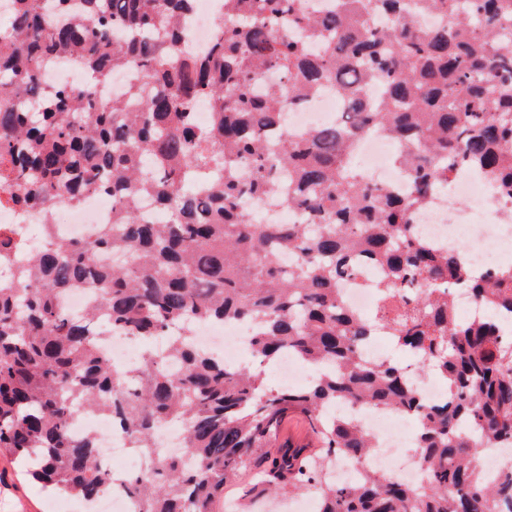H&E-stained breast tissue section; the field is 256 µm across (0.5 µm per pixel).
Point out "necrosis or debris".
Listing matches in <instances>:
<instances>
[{"label":"necrosis or debris","instance_id":"1","mask_svg":"<svg viewBox=\"0 0 512 512\" xmlns=\"http://www.w3.org/2000/svg\"><path fill=\"white\" fill-rule=\"evenodd\" d=\"M222 16L221 0H193L188 31L197 49L210 45ZM344 110L345 105L336 92L323 91L303 107L290 111L287 130L295 136L303 134L340 119ZM355 152L373 183L392 189L406 187L407 173L396 162L397 147L391 140L376 134L365 135L356 139ZM14 193V188L0 187V224L18 231L20 251L25 257L42 242L32 232L34 225H51L54 235L60 239L87 240L95 236L98 225L112 220V194L108 191L87 195L78 206L58 203L47 213L19 211L12 201ZM417 221L420 234L438 243L454 246L473 239L467 259L475 267L496 268L504 256L512 255V196L495 192L478 172L456 173L448 189L435 194L432 204L419 213ZM252 334V327L244 322L229 324L221 336L211 334L205 323L194 329L197 347L218 353L229 366L239 365ZM344 411L376 439L377 446L367 462L342 458L336 469L337 482L353 480L365 466L384 476L409 482L419 479L417 451L409 447L404 429L393 424L389 412L351 405L345 406ZM70 428L80 437L94 435L106 463L119 459L126 470L140 468V457L130 450L126 436L110 417L82 411L71 420Z\"/></svg>","mask_w":512,"mask_h":512}]
</instances>
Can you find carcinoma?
<instances>
[{"instance_id":"1","label":"carcinoma","mask_w":512,"mask_h":512,"mask_svg":"<svg viewBox=\"0 0 512 512\" xmlns=\"http://www.w3.org/2000/svg\"><path fill=\"white\" fill-rule=\"evenodd\" d=\"M192 0H13L0 32V186L48 209L112 188V223L85 241L43 246L0 285V454L57 495L86 502L115 483L139 512H218L227 485L312 490L319 512H512V470L491 481L476 457L512 441V266L472 267L460 247L417 234L431 193L467 164L512 194V0H223L224 24L204 52L185 45ZM438 12L425 30L408 8ZM82 60L89 83L46 93L42 69ZM143 78L110 104L94 82L109 69ZM382 83L371 102L365 85ZM329 88L338 124L291 136L287 111ZM212 108L199 128L196 105ZM399 140L404 193L370 183L351 162L368 133ZM152 199L165 220L144 219ZM273 198L302 219L265 223L247 208ZM16 242L0 227V267ZM112 253V266L101 255ZM378 271L382 315L341 300L342 282ZM87 285L81 316L64 290ZM466 289L485 308L454 315ZM151 344L124 376L101 349L97 317ZM246 320L255 364L230 368L195 345L200 321ZM382 329L445 389L427 403L411 373L362 348ZM290 354L317 369L306 386L270 388L264 368ZM105 413L146 460L113 474L94 436L72 435L71 402ZM356 402L420 418V483L366 469L337 485L342 456L367 459L376 441L336 407ZM304 417L319 448L276 445ZM183 428L180 454L157 447Z\"/></svg>"}]
</instances>
